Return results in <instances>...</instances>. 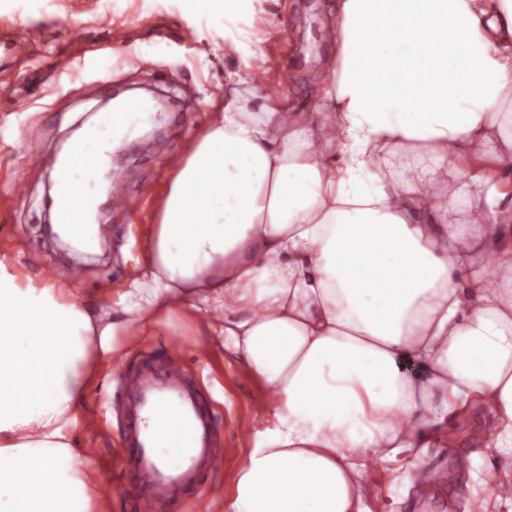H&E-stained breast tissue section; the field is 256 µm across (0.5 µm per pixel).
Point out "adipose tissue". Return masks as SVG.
Segmentation results:
<instances>
[{
  "mask_svg": "<svg viewBox=\"0 0 512 512\" xmlns=\"http://www.w3.org/2000/svg\"><path fill=\"white\" fill-rule=\"evenodd\" d=\"M240 26L249 0H184ZM325 111L249 72L174 171L150 278L84 305L0 258V512H101L77 410L131 327L222 311L209 330L275 394L224 512H367L366 459L413 449L471 402L512 488V0H337ZM105 112L91 156L144 125ZM424 368L407 375L400 360Z\"/></svg>",
  "mask_w": 512,
  "mask_h": 512,
  "instance_id": "obj_1",
  "label": "adipose tissue"
}]
</instances>
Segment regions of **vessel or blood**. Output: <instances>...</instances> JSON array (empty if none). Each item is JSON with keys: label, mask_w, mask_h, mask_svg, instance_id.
Wrapping results in <instances>:
<instances>
[{"label": "vessel or blood", "mask_w": 512, "mask_h": 512, "mask_svg": "<svg viewBox=\"0 0 512 512\" xmlns=\"http://www.w3.org/2000/svg\"><path fill=\"white\" fill-rule=\"evenodd\" d=\"M69 165L58 167L61 224L89 223L92 204L79 198ZM186 355L161 349L156 364L123 371L116 393L123 400L122 465L142 512L157 505L190 512L198 489L220 454L219 417L207 409Z\"/></svg>", "instance_id": "vessel-or-blood-1"}]
</instances>
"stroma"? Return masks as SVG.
I'll use <instances>...</instances> for the list:
<instances>
[{"mask_svg": "<svg viewBox=\"0 0 512 512\" xmlns=\"http://www.w3.org/2000/svg\"><path fill=\"white\" fill-rule=\"evenodd\" d=\"M335 24L332 0H254L252 33L259 49L243 60L225 54L223 28L188 12L183 0H42L35 10L25 0H0V257L23 278L46 272L54 262L80 260L79 298L108 306L119 302L146 277L144 245L158 199L175 165L223 111L227 73L250 67L271 83L283 106L317 111L321 99L310 76L335 53ZM20 41L29 46L26 54L12 50ZM150 89L165 93L172 104L153 123L155 137L122 144L112 167L137 168L154 183L153 198L141 201L128 187L126 207L117 210L110 194L101 192L97 248L82 257L56 248L43 227V198L54 179L51 159L114 92L135 98ZM15 96L28 99L26 111H14ZM19 180L27 187L21 196L12 191ZM200 328L189 312L155 333L130 329L116 336L78 413L98 422L83 434L91 468L113 485L125 484L112 432L114 375L145 360L157 343L186 351L206 403L224 423L222 457L194 512H224L237 465L252 442L255 413L272 395L230 355L222 337L203 335ZM487 435L484 414L472 406L440 427L427 447L366 460L368 512H494L478 455Z\"/></svg>", "mask_w": 512, "mask_h": 512, "instance_id": "35a3bbf8", "label": "stroma"}]
</instances>
